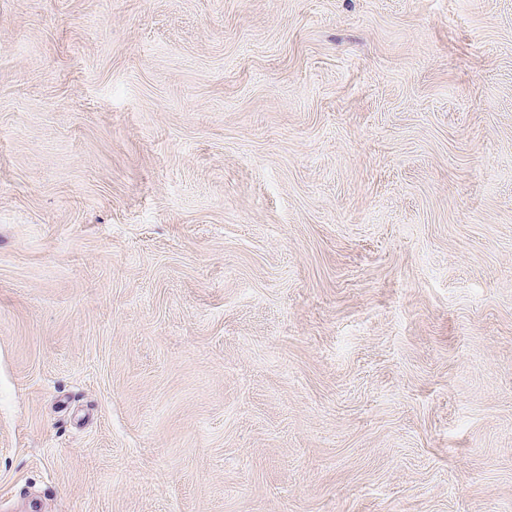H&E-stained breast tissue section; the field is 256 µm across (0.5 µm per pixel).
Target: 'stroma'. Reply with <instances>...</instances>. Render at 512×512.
Here are the masks:
<instances>
[{"label":"stroma","mask_w":512,"mask_h":512,"mask_svg":"<svg viewBox=\"0 0 512 512\" xmlns=\"http://www.w3.org/2000/svg\"><path fill=\"white\" fill-rule=\"evenodd\" d=\"M0 512H512V0H0Z\"/></svg>","instance_id":"obj_1"}]
</instances>
